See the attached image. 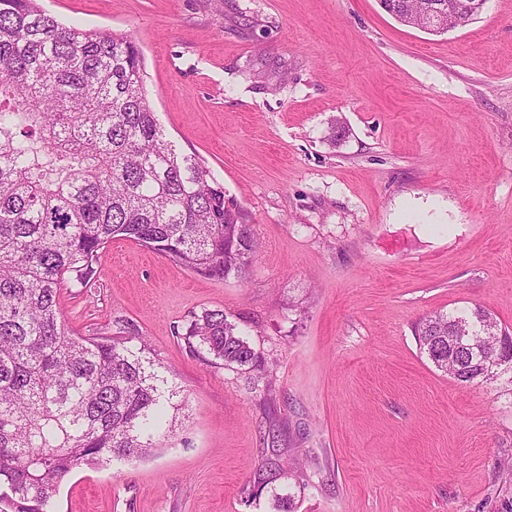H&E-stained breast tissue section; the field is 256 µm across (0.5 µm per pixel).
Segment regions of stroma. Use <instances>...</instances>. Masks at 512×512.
<instances>
[{
	"label": "stroma",
	"instance_id": "stroma-1",
	"mask_svg": "<svg viewBox=\"0 0 512 512\" xmlns=\"http://www.w3.org/2000/svg\"><path fill=\"white\" fill-rule=\"evenodd\" d=\"M132 35L157 118L253 225L245 279L132 241L60 292L83 337L133 327L186 402L172 442L86 466L54 512H512V386H463L414 326L479 307L512 329V0L442 34L379 0H42ZM345 135L332 143L335 124ZM224 311L271 375L192 355ZM281 469L250 491L269 429Z\"/></svg>",
	"mask_w": 512,
	"mask_h": 512
}]
</instances>
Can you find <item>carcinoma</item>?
I'll return each instance as SVG.
<instances>
[{"label": "carcinoma", "mask_w": 512, "mask_h": 512, "mask_svg": "<svg viewBox=\"0 0 512 512\" xmlns=\"http://www.w3.org/2000/svg\"><path fill=\"white\" fill-rule=\"evenodd\" d=\"M114 240L223 279L245 277L259 247L224 186L158 122L131 37L0 0V512H53L76 470L150 456L185 409L137 334L65 324L62 286L89 283ZM416 335L454 381L512 383V333L489 312L436 313ZM184 341L266 379L222 310L194 316Z\"/></svg>", "instance_id": "obj_1"}]
</instances>
